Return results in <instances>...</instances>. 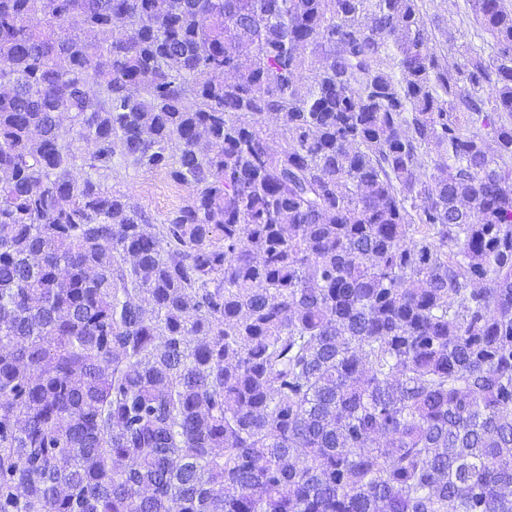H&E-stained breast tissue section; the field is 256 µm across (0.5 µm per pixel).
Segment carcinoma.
<instances>
[{
    "mask_svg": "<svg viewBox=\"0 0 512 512\" xmlns=\"http://www.w3.org/2000/svg\"><path fill=\"white\" fill-rule=\"evenodd\" d=\"M466 2L450 63L419 0H0V512H512V3ZM105 187L127 194L131 202L152 215L156 224L192 193L191 187L173 183L165 169H122L117 178L105 182Z\"/></svg>",
    "mask_w": 512,
    "mask_h": 512,
    "instance_id": "cac0c4a2",
    "label": "carcinoma"
}]
</instances>
